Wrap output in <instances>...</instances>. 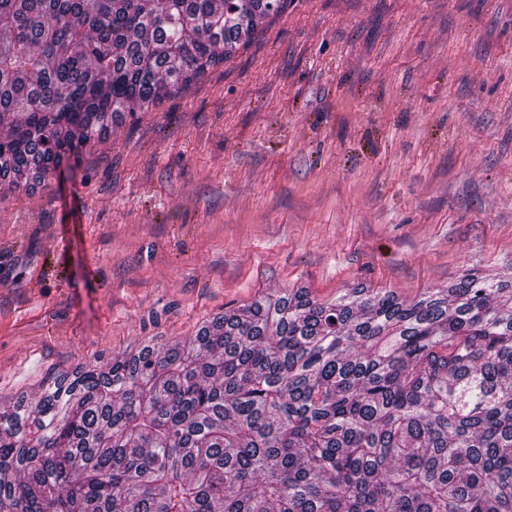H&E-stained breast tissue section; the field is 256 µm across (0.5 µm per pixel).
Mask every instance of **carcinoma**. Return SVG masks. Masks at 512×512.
I'll use <instances>...</instances> for the list:
<instances>
[{
  "label": "carcinoma",
  "instance_id": "cac0c4a2",
  "mask_svg": "<svg viewBox=\"0 0 512 512\" xmlns=\"http://www.w3.org/2000/svg\"><path fill=\"white\" fill-rule=\"evenodd\" d=\"M288 0H0V184L224 64ZM512 282L256 300L0 411V512H512Z\"/></svg>",
  "mask_w": 512,
  "mask_h": 512
}]
</instances>
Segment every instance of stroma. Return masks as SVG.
I'll list each match as a JSON object with an SVG mask.
<instances>
[{
  "mask_svg": "<svg viewBox=\"0 0 512 512\" xmlns=\"http://www.w3.org/2000/svg\"><path fill=\"white\" fill-rule=\"evenodd\" d=\"M512 281V0H288L224 66L0 188V407L293 288Z\"/></svg>",
  "mask_w": 512,
  "mask_h": 512,
  "instance_id": "obj_1",
  "label": "stroma"
}]
</instances>
